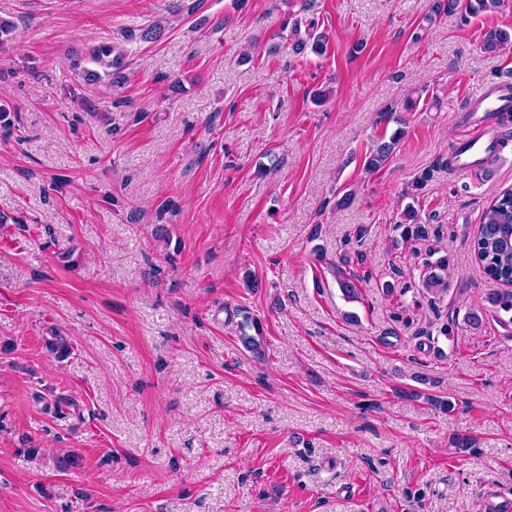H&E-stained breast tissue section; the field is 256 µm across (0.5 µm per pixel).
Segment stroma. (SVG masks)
<instances>
[{"label": "stroma", "mask_w": 512, "mask_h": 512, "mask_svg": "<svg viewBox=\"0 0 512 512\" xmlns=\"http://www.w3.org/2000/svg\"><path fill=\"white\" fill-rule=\"evenodd\" d=\"M232 3L0 0V512H486L512 498V333L470 243L512 188V118L484 175L448 159L512 78L482 48L512 0L431 23L432 0ZM292 15L326 54H293ZM110 42L125 81H86ZM409 205L440 238L403 243ZM430 246L452 325L425 342ZM399 141V133L396 132L388 141L383 140V138L377 141L365 157L366 169L369 171L379 170L393 153ZM350 263L347 255H340L338 258V263H332V272L334 277L336 278V283L338 284L343 295L348 299L355 301L358 299L359 288L356 281H360V277H358L354 272H351L346 269Z\"/></svg>", "instance_id": "1"}]
</instances>
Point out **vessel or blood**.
<instances>
[{
  "mask_svg": "<svg viewBox=\"0 0 512 512\" xmlns=\"http://www.w3.org/2000/svg\"><path fill=\"white\" fill-rule=\"evenodd\" d=\"M465 110L460 144L452 162L454 172L462 175L487 166L489 158L495 153L496 139L483 115L512 110V82L505 81L483 90L469 100Z\"/></svg>",
  "mask_w": 512,
  "mask_h": 512,
  "instance_id": "obj_1",
  "label": "vessel or blood"
}]
</instances>
